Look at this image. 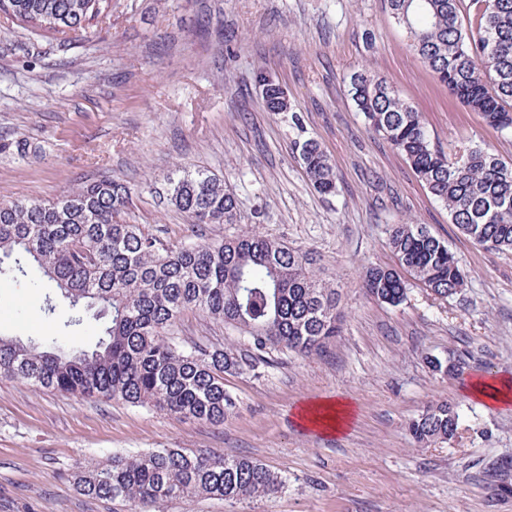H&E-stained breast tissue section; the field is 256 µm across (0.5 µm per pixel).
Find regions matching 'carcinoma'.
Listing matches in <instances>:
<instances>
[{
  "mask_svg": "<svg viewBox=\"0 0 512 512\" xmlns=\"http://www.w3.org/2000/svg\"><path fill=\"white\" fill-rule=\"evenodd\" d=\"M111 0H0V11L39 33L84 30ZM409 48L445 87L485 123L512 135V0H386ZM347 94L366 128L410 165L451 223L474 243L512 251V161L478 145L432 146L422 114L383 75L353 72ZM266 110L291 105L271 86ZM304 173L322 195L336 191L334 164L319 142H296ZM130 188L116 179L84 184L51 202H0V253L14 270L36 267L72 308L98 306L110 316L106 338L92 351L57 342L23 343L0 336V376L47 391L149 405L172 416L218 425L233 405L224 375L253 371L286 349L324 353L342 332L339 291L320 282L308 251L243 231L231 238L169 246L141 224L121 218ZM169 200L192 224H237L240 209L224 180L204 170L178 169ZM393 267L367 266L362 287L392 306L406 298V278L437 298L457 295L467 276L454 252L421 224H394ZM198 311L244 334L238 348L215 349L175 340L171 331ZM431 367L450 377L464 358ZM459 414L446 402L430 406L406 429L422 446L453 439ZM77 489L92 499L164 505L199 496L269 498L281 476L258 460L218 450L155 448L114 454L74 471Z\"/></svg>",
  "mask_w": 512,
  "mask_h": 512,
  "instance_id": "1",
  "label": "carcinoma"
}]
</instances>
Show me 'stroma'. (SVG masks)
<instances>
[{
  "instance_id": "stroma-1",
  "label": "stroma",
  "mask_w": 512,
  "mask_h": 512,
  "mask_svg": "<svg viewBox=\"0 0 512 512\" xmlns=\"http://www.w3.org/2000/svg\"><path fill=\"white\" fill-rule=\"evenodd\" d=\"M209 34H202V26ZM370 68L422 112L432 143L463 142L512 159V137L487 126L433 80L384 0H112L80 33L39 35L0 13V201L54 199L94 177L131 190L124 218L167 245L249 228L312 252L317 276L342 293V336L321 356L273 352L230 374L236 402L222 425L149 406L89 400L0 377V512H128L76 489L79 464L154 448L218 449L266 464L277 497H199L164 512H512V405L487 406L427 359L464 356L470 374L512 375V251L473 244L404 158L368 131L346 93ZM288 91L290 111H266L259 74ZM315 138L335 164L336 192L318 194L295 141ZM217 174L239 201L238 224H191L168 199L181 167ZM422 224L467 274L450 299L409 284L396 307L360 282L394 263L392 225ZM37 271L0 278V336L68 337L93 348L103 323L58 304ZM80 325L70 327L69 315ZM176 336L217 347L238 332L188 311ZM349 400L348 432L296 426L308 400ZM449 402L456 437L427 448L406 423Z\"/></svg>"
}]
</instances>
